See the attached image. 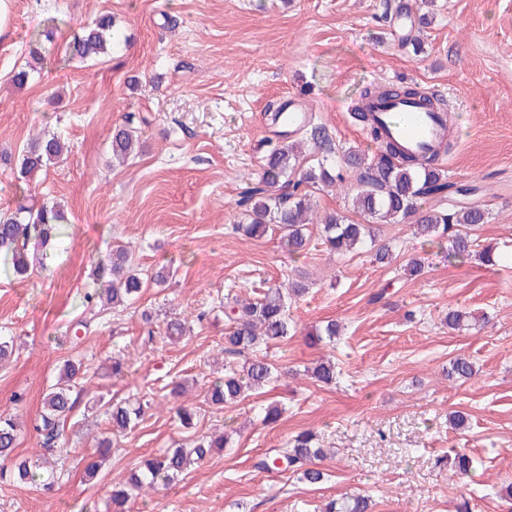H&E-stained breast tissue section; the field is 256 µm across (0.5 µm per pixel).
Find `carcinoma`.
I'll return each instance as SVG.
<instances>
[{"label":"carcinoma","instance_id":"cac0c4a2","mask_svg":"<svg viewBox=\"0 0 512 512\" xmlns=\"http://www.w3.org/2000/svg\"><path fill=\"white\" fill-rule=\"evenodd\" d=\"M428 24L425 15L417 18L401 37L404 47L421 50V28ZM119 40L113 31L112 17L103 15L82 29L68 45L69 59L84 61L108 53ZM400 97L423 100L436 105V99L422 95L410 84L396 88L378 84L365 86L351 107L350 117L362 126L367 136L376 142V153L349 148L343 152L342 165L328 163L333 154L330 137L321 125L303 126L322 155L316 163L300 168L297 144L283 141L266 156L257 178L244 184L239 192L237 206L247 223L237 229L249 237L262 236L276 227L284 246L291 254L304 251L308 245L307 226L314 223L313 207L308 189L316 186L338 187L351 201V209L361 218L351 222L334 213L320 219L322 243L331 252L342 254L375 243L379 224L408 223L413 234L427 242L436 239L448 241V259L461 260L471 254L474 240L470 230L488 220V212L478 206L455 209L448 207L447 172L440 163L441 153H449L452 143L432 151L422 159L399 156L397 147L382 143L381 125L372 113L365 111L364 103L373 99ZM112 156L125 161L138 153L139 142L133 133L117 128L112 134ZM68 151V145L55 135L37 134L31 139L15 162L17 180L29 181L48 164ZM65 215L57 205H42L37 209L21 206L15 212L0 214V271L5 276L27 277L42 263L40 249L63 236ZM101 288L85 294V302L97 299L112 305V309H126L132 305L145 287L138 273L131 251L123 245L112 250V265L97 271ZM307 293L306 284L294 282L285 290L273 285L254 300L236 295L224 297V320L229 326L224 335V378L209 382L207 395L217 407L238 401L246 393L267 386L278 372L277 365L255 357L236 369L230 358L256 352L260 344L281 341L290 336L293 326L289 318L288 300H296ZM480 319L468 312H448V329H476ZM339 324L332 320L314 328L310 336L321 342L339 335ZM190 334L188 321L179 318L165 323V336L179 341ZM82 365L69 360L61 370L60 382L51 386L43 396L42 411L34 420L33 430L43 438L44 452L37 458H21L16 453L20 423L11 413H0V478L16 483L32 484L49 489L63 478L64 471L55 467L43 468L46 456L58 451L57 444L63 427L74 409L73 389L81 379ZM475 375L472 362L464 356L450 363L448 376L467 381ZM105 416L109 430L122 434L136 427L144 416L141 399H127L107 406ZM315 435L301 432L287 444L272 453L257 457L253 467L262 472L292 470L308 484H318L324 473L314 460L321 456L315 447ZM224 435L201 436L188 446L170 448L164 453L145 459L127 482L112 488V512H127L126 504L147 490H157L179 480L194 464L205 460L216 448L224 447ZM481 461L458 451L452 466L457 475L473 474ZM371 497L359 495L342 503L329 502L324 512H371Z\"/></svg>","mask_w":512,"mask_h":512}]
</instances>
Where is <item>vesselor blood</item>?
Listing matches in <instances>:
<instances>
[{
  "mask_svg": "<svg viewBox=\"0 0 512 512\" xmlns=\"http://www.w3.org/2000/svg\"><path fill=\"white\" fill-rule=\"evenodd\" d=\"M373 110L384 124L387 136L398 141L406 152L412 154L425 153L447 131L444 121L435 111L416 101L377 102Z\"/></svg>",
  "mask_w": 512,
  "mask_h": 512,
  "instance_id": "1",
  "label": "vessel or blood"
}]
</instances>
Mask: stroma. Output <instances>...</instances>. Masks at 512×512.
Masks as SVG:
<instances>
[{
	"mask_svg": "<svg viewBox=\"0 0 512 512\" xmlns=\"http://www.w3.org/2000/svg\"><path fill=\"white\" fill-rule=\"evenodd\" d=\"M383 0H12L0 31V154L15 156L30 134L55 133L71 146L25 192L0 163V210L58 202L68 222L61 241L24 279L0 275V334L14 353L0 364V412L25 422L18 453L38 454L32 421L42 393L66 360L87 369L58 460L66 476L52 492L0 483V512H112V485L141 461L223 428L226 447L170 488L132 500L129 512H319L332 499L369 495L373 512H512L495 488L512 484V264L450 261L447 242H422L406 224H384L393 260L372 251L329 254L311 236L288 254L277 233L236 232L241 179L258 172L280 140L270 107L301 100L326 128L341 161L349 147L370 149L348 115L363 87L403 81L436 92L453 116V150L442 164L451 182L471 188L459 204L491 217L477 245L512 253V0H434L423 50L402 52L383 22ZM111 15L121 36L109 55L65 59L80 28ZM53 28L51 40L37 32ZM29 69L26 86L12 83ZM134 127L141 153L110 161L115 127ZM127 246L147 279L127 310L91 312L84 296L112 247ZM420 257V276L403 268ZM164 284H156L157 272ZM305 276L307 294L291 303L293 336L269 344L267 359L286 372L236 403L217 408L207 381L223 376L225 293L254 295ZM381 301L373 296L380 289ZM486 316L482 330L450 331L449 311ZM205 312L203 321L193 316ZM192 319V332L142 346L143 329L161 330L167 315ZM91 320L71 344L73 323ZM333 320L335 345L311 344L315 326ZM132 360L125 378L112 356ZM465 356L477 375L449 378ZM322 357L336 381H315L307 367ZM139 393L153 405L132 431L113 436L112 453L93 480L84 456L107 430L93 402ZM23 404H14V395ZM282 413L262 423L259 407ZM192 408L184 428L177 406ZM460 412L462 427L449 424ZM309 431L326 452L321 484L291 472L254 470L253 460ZM456 448L482 460L461 480L438 457Z\"/></svg>",
	"mask_w": 512,
	"mask_h": 512,
	"instance_id": "35a3bbf8",
	"label": "stroma"
}]
</instances>
